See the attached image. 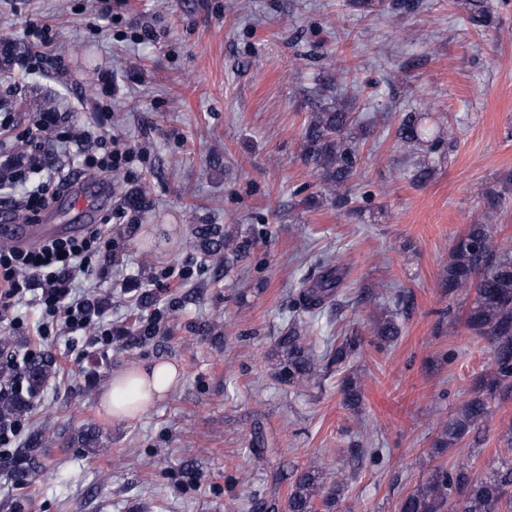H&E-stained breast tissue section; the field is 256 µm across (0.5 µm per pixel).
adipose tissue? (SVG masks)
Returning <instances> with one entry per match:
<instances>
[{
    "instance_id": "adipose-tissue-1",
    "label": "adipose tissue",
    "mask_w": 512,
    "mask_h": 512,
    "mask_svg": "<svg viewBox=\"0 0 512 512\" xmlns=\"http://www.w3.org/2000/svg\"><path fill=\"white\" fill-rule=\"evenodd\" d=\"M179 383V371L169 362L128 366L113 373L100 404L113 420L129 421L150 410Z\"/></svg>"
}]
</instances>
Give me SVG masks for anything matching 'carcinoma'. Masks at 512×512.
Instances as JSON below:
<instances>
[{
	"instance_id": "obj_1",
	"label": "carcinoma",
	"mask_w": 512,
	"mask_h": 512,
	"mask_svg": "<svg viewBox=\"0 0 512 512\" xmlns=\"http://www.w3.org/2000/svg\"><path fill=\"white\" fill-rule=\"evenodd\" d=\"M469 20L476 29L487 27L490 20L487 6L481 0H472ZM424 113L406 112L396 129V137L409 148L436 153L444 147L446 130L432 134L423 126ZM357 118L341 106H326L309 115L302 136V157L306 164L319 173L321 195L340 206L352 199L347 194L349 183L357 176L359 165L358 137L353 129ZM492 224H471L456 242L448 267L444 269L442 284L452 294L461 289L474 292L465 325L472 336L490 341L495 369L479 376L473 390L456 415L444 425L437 441L439 450H451L471 436H478L482 426L493 414L490 401L496 396L512 393V238H506L492 248ZM201 246L205 254L228 265L250 255L254 242L241 239L219 224H200L194 240L188 246ZM318 273L298 295L296 314L279 338L285 353L278 371L279 379L287 384H310L317 381L322 358L307 342L327 306L334 305L343 285V267L332 261H317ZM400 335L399 325L391 318L375 328V336L383 342H392ZM361 348V340L349 337L329 353L328 364L343 369ZM23 374L33 394L50 375V364L44 359L33 360ZM344 403L355 407L360 393L350 377L342 381ZM30 400L8 392L0 393V421L7 422L27 411ZM345 487V479L334 483L322 496L324 512H332ZM320 490L319 473L309 469L298 474L288 490V512H315L314 499ZM397 512H512V459L501 461L489 475H475L469 459L457 458L450 465L434 470L422 485L401 497Z\"/></svg>"
}]
</instances>
